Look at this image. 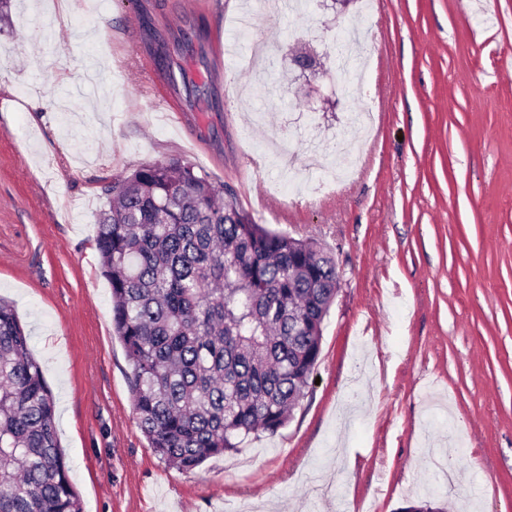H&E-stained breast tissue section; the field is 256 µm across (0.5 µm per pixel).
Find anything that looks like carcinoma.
I'll return each mask as SVG.
<instances>
[{
	"label": "carcinoma",
	"mask_w": 512,
	"mask_h": 512,
	"mask_svg": "<svg viewBox=\"0 0 512 512\" xmlns=\"http://www.w3.org/2000/svg\"><path fill=\"white\" fill-rule=\"evenodd\" d=\"M105 192L95 243L150 447L188 474L251 435L277 433L320 354L334 257L256 223L179 159L142 165ZM0 512H82L55 397L29 330L2 298Z\"/></svg>",
	"instance_id": "obj_1"
}]
</instances>
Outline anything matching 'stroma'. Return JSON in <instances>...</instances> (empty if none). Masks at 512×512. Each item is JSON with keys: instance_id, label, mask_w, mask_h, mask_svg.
Segmentation results:
<instances>
[{"instance_id": "obj_1", "label": "stroma", "mask_w": 512, "mask_h": 512, "mask_svg": "<svg viewBox=\"0 0 512 512\" xmlns=\"http://www.w3.org/2000/svg\"><path fill=\"white\" fill-rule=\"evenodd\" d=\"M204 25L179 57L205 122L155 112L144 18ZM112 34L101 54L95 30ZM254 74L235 57L257 40ZM314 54L315 70L294 65ZM512 0H12L0 25V296L31 331L83 512H512ZM375 116L360 169L322 164ZM179 158L254 221L331 253L306 396L193 474L150 448L95 223L113 178ZM288 206V220L272 209Z\"/></svg>"}]
</instances>
